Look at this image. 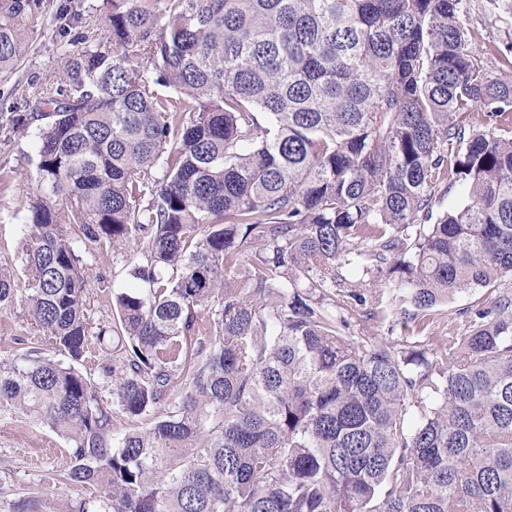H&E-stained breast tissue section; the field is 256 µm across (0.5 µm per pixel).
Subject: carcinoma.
<instances>
[{
  "mask_svg": "<svg viewBox=\"0 0 512 512\" xmlns=\"http://www.w3.org/2000/svg\"><path fill=\"white\" fill-rule=\"evenodd\" d=\"M470 6L81 0L65 80L8 107L40 201L26 288L0 269V310L23 298L69 359L0 364V404L94 489L65 512H512V80ZM46 7L0 0V72ZM485 54L512 71V43ZM126 247L137 285L98 322L85 269ZM91 345L109 403L76 367ZM448 185H443L439 193L435 197L432 207V219L425 222V224H433L437 218L441 216L448 209L458 205L462 201L461 187L455 184L448 188ZM486 297L487 294L485 289H478L469 293L459 294L454 299L441 305L440 309L443 312L442 316L447 315L449 321L454 317V314L458 309L466 308L477 301H483Z\"/></svg>",
  "mask_w": 512,
  "mask_h": 512,
  "instance_id": "1",
  "label": "carcinoma"
}]
</instances>
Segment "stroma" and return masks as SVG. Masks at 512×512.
Masks as SVG:
<instances>
[{
  "label": "stroma",
  "instance_id": "stroma-1",
  "mask_svg": "<svg viewBox=\"0 0 512 512\" xmlns=\"http://www.w3.org/2000/svg\"><path fill=\"white\" fill-rule=\"evenodd\" d=\"M61 34L49 22L27 29L25 48L16 67L0 74V98L16 86L37 83L46 74L63 80L55 44ZM37 157L29 132L0 126V265H19L18 258L30 234L29 210L37 202ZM122 256L104 251L86 270L87 300L94 318L110 319L112 291L126 287ZM51 353L52 347L23 302L0 312V362L14 359L28 348ZM73 458L67 440L19 409L0 406V512H10L24 499L35 502L37 512H61L70 500L92 491L69 484L63 476Z\"/></svg>",
  "mask_w": 512,
  "mask_h": 512
}]
</instances>
